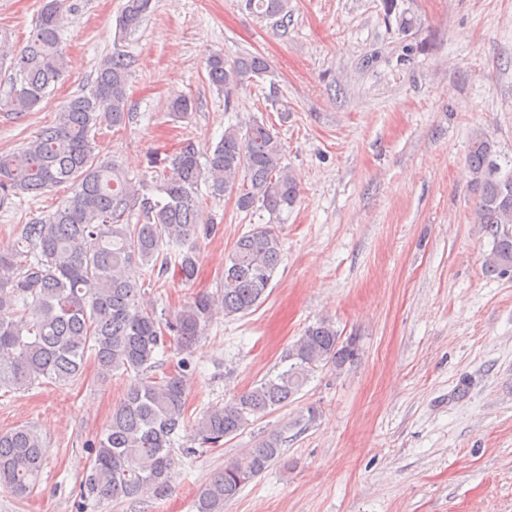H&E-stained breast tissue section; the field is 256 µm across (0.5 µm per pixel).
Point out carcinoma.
Instances as JSON below:
<instances>
[{"label":"carcinoma","instance_id":"obj_1","mask_svg":"<svg viewBox=\"0 0 512 512\" xmlns=\"http://www.w3.org/2000/svg\"><path fill=\"white\" fill-rule=\"evenodd\" d=\"M66 2L43 0L22 48L11 51L9 41L0 38V55H12L14 71L5 105L16 115L33 111L68 71ZM151 3L126 0L118 34L137 30ZM241 6L258 18H288L289 0H241ZM133 63L130 55L112 51L98 63L90 88L68 99L52 124L19 151L0 154V209L62 185L72 191L55 212L22 226L13 252L0 254V389L69 385L81 378L88 359L102 377L127 381L123 400L92 449L80 486L86 500L165 493L177 438L187 423H193V445L182 448V455L219 448L288 406L318 369L329 365L340 371L352 363L335 323L320 319L288 346L285 369L190 420V359L169 365L163 356L173 345L190 352L218 318L244 316L264 301L281 261L277 225L261 224L242 234L224 256L220 288L195 295L171 318L158 315L139 282L159 280L172 269L182 284H193L199 259L195 241L211 230L204 217L208 201L228 194L240 212L260 206L278 218L296 204L299 177L282 164L278 133L257 117L244 127L228 125L206 155L188 139L174 157L154 158L150 188L128 179L117 164L100 160L94 142L101 126L119 128L130 121L127 86ZM269 68L257 54L230 59L216 52L206 61L210 83L227 102L246 80L266 76ZM192 110L188 96L169 103L176 119L188 118ZM467 164L478 193L473 223L492 238L485 270L505 276L512 273V158L500 164L492 141L476 133ZM282 455L280 435L261 438L224 464L193 508L224 512V502ZM42 469V442L34 429L0 433L1 489L26 498L39 485Z\"/></svg>","mask_w":512,"mask_h":512}]
</instances>
